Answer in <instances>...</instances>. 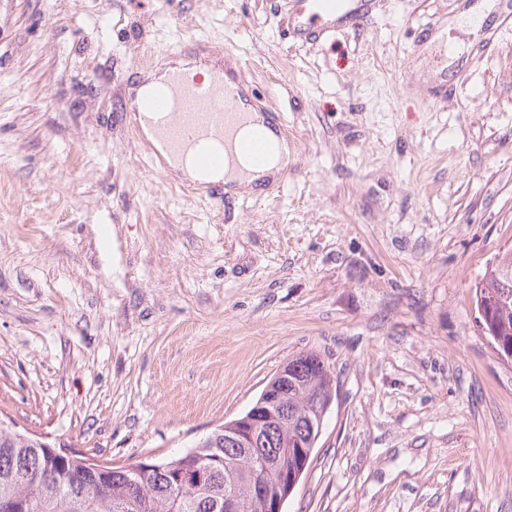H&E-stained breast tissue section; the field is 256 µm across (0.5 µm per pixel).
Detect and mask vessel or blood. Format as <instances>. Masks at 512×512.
<instances>
[{
    "label": "vessel or blood",
    "instance_id": "1",
    "mask_svg": "<svg viewBox=\"0 0 512 512\" xmlns=\"http://www.w3.org/2000/svg\"><path fill=\"white\" fill-rule=\"evenodd\" d=\"M371 4L372 0H293L287 31L293 42H314L355 23ZM238 96V90L221 77L207 86L177 77L168 91L154 94L146 107L171 114L164 134L175 150L190 153L196 168L220 169L238 156L259 165L271 151L269 139L258 133L236 141L231 138L243 120Z\"/></svg>",
    "mask_w": 512,
    "mask_h": 512
}]
</instances>
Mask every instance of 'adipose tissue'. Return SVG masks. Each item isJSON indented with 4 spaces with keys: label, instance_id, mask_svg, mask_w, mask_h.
<instances>
[{
    "label": "adipose tissue",
    "instance_id": "1",
    "mask_svg": "<svg viewBox=\"0 0 512 512\" xmlns=\"http://www.w3.org/2000/svg\"><path fill=\"white\" fill-rule=\"evenodd\" d=\"M220 73L218 61H210L194 67H186L182 63H174L159 72L147 73L139 87L140 92L158 89L170 81L172 77L183 76L209 83ZM166 122L164 115L155 112H144L140 115V128L146 140L154 147L168 170L179 179L195 183L197 187L206 188L214 184H225L229 191L236 195L257 192L268 180L277 174L288 163V142L283 137L273 140V153L266 164L255 166L247 158H239L237 163L225 167L224 170L210 173L199 172L188 157L170 149L162 135Z\"/></svg>",
    "mask_w": 512,
    "mask_h": 512
}]
</instances>
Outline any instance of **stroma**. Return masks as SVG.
I'll use <instances>...</instances> for the list:
<instances>
[{"label":"stroma","mask_w":512,"mask_h":512,"mask_svg":"<svg viewBox=\"0 0 512 512\" xmlns=\"http://www.w3.org/2000/svg\"><path fill=\"white\" fill-rule=\"evenodd\" d=\"M287 2L0 0V420L163 459L313 353L336 396L284 512H512V361L472 291L512 250L502 0H376L315 44ZM210 56L289 147L225 202L128 118L143 72Z\"/></svg>","instance_id":"1"}]
</instances>
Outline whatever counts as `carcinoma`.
<instances>
[{
  "mask_svg": "<svg viewBox=\"0 0 512 512\" xmlns=\"http://www.w3.org/2000/svg\"><path fill=\"white\" fill-rule=\"evenodd\" d=\"M512 251L487 268L474 291L475 306L491 302V332L486 334L497 354L512 359ZM336 381L320 357L301 355L288 362V415L265 435L259 448H237L219 426L193 448L157 461L141 458L114 468L81 454L63 459L40 447L27 434L0 424V503L32 500L35 512H224V495H236L242 512H264L262 501L251 495L256 476L271 496L287 493L269 470L254 466L264 452L273 458L283 445L308 442L304 465L318 442L311 434L316 424L315 404L332 398ZM199 454L211 471L179 479L185 459Z\"/></svg>",
  "mask_w": 512,
  "mask_h": 512,
  "instance_id": "carcinoma-1",
  "label": "carcinoma"
}]
</instances>
